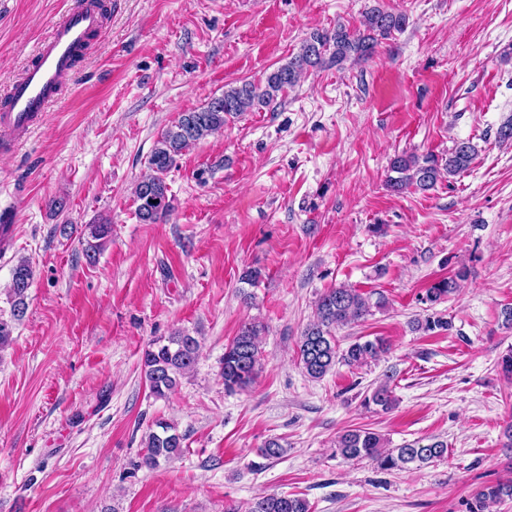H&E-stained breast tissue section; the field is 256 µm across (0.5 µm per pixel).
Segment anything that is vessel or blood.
<instances>
[{
    "mask_svg": "<svg viewBox=\"0 0 512 512\" xmlns=\"http://www.w3.org/2000/svg\"><path fill=\"white\" fill-rule=\"evenodd\" d=\"M103 26L104 16L94 0H84L53 24L38 45L33 63L20 76L8 80L0 93V146L10 147L23 137L57 100L72 72L76 53Z\"/></svg>",
    "mask_w": 512,
    "mask_h": 512,
    "instance_id": "b4317fda",
    "label": "vessel or blood"
}]
</instances>
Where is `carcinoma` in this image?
Returning <instances> with one entry per match:
<instances>
[{
	"instance_id": "1",
	"label": "carcinoma",
	"mask_w": 512,
	"mask_h": 512,
	"mask_svg": "<svg viewBox=\"0 0 512 512\" xmlns=\"http://www.w3.org/2000/svg\"><path fill=\"white\" fill-rule=\"evenodd\" d=\"M407 23L404 13H394L379 6L365 15L366 32L356 33L338 24L331 30H314L303 39L299 51L288 61L266 75L259 83L244 81L224 87V93L211 98L206 105L183 112L172 127L163 131L149 158L151 174L138 182L135 196L137 214L144 223L164 219L171 210L167 196L165 175L177 167L183 152L196 142L220 132L231 117L244 112L271 106L278 96L294 88L301 76L308 71L326 66H341L349 60L363 61L372 57L378 38L401 31ZM477 146L472 140L455 143L448 158L441 160L434 154H401L390 162L387 187L396 193L408 188L426 192L435 187L441 175L452 177L467 171L475 156ZM110 232V225L103 222L87 225L85 256L93 260L103 247V240ZM33 270L26 260L16 265L12 273L9 296L11 316L0 318V349L12 341L13 323L21 320L27 310V292ZM463 273L443 277L426 288L423 303H436L456 293ZM370 297L356 288L339 286L322 294L315 308V320L299 338L300 364L311 379H321L339 362L349 365L375 360L385 350L382 339L356 341L340 349L333 330L340 325L358 321L371 312ZM263 327L249 322L243 324L233 340L225 345L220 375L224 390L234 393L250 385L258 375V339ZM201 350V341L182 330L153 339L143 350L141 365L151 393L164 398L176 388L183 377L194 368ZM395 399L389 381L374 388L364 399L365 405L373 404L381 410L392 408ZM184 437L176 425L158 420L155 430L144 440L142 463L155 468L162 462L178 458L183 453ZM336 454L346 461L370 460L383 471L421 467L448 454L446 442L430 439L415 440L398 448H389L376 432L367 429H348L336 440ZM506 498L512 499V481L485 486L475 492L468 503L467 512H488L491 505ZM248 512H310L306 500L283 494L258 498Z\"/></svg>"
}]
</instances>
